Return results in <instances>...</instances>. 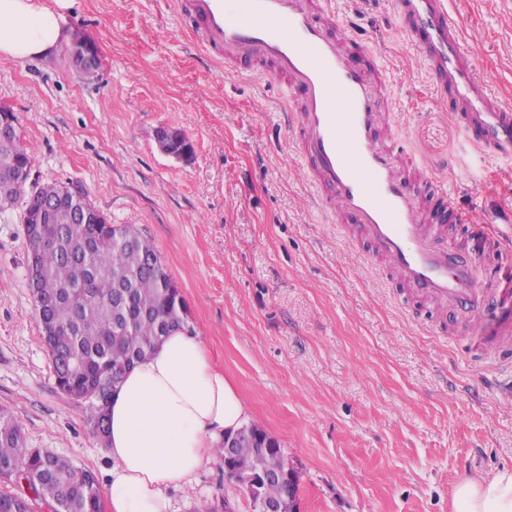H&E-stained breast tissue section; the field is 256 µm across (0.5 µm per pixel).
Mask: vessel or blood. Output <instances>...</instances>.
Here are the masks:
<instances>
[{
    "instance_id": "b4317fda",
    "label": "vessel or blood",
    "mask_w": 512,
    "mask_h": 512,
    "mask_svg": "<svg viewBox=\"0 0 512 512\" xmlns=\"http://www.w3.org/2000/svg\"><path fill=\"white\" fill-rule=\"evenodd\" d=\"M201 45L226 66L260 73L279 87L283 122L322 205L362 228L370 255L383 258L413 293L467 316L474 334H512V282L486 267L479 251L439 247V227L467 223L447 189L427 185L422 202L400 158L403 142L385 125L387 85L376 54L360 37L337 36L325 0H174ZM400 28L428 64L433 84L467 134L512 158V106L475 72L447 0H395ZM500 278L487 293L477 276Z\"/></svg>"
}]
</instances>
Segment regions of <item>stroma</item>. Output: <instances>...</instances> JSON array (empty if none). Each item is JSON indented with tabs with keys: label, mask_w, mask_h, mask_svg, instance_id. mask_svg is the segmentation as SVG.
<instances>
[{
	"label": "stroma",
	"mask_w": 512,
	"mask_h": 512,
	"mask_svg": "<svg viewBox=\"0 0 512 512\" xmlns=\"http://www.w3.org/2000/svg\"><path fill=\"white\" fill-rule=\"evenodd\" d=\"M337 33L356 22L388 81L386 122L470 224L443 244L472 246V224L512 235V161L472 142L402 31L394 0H330ZM469 58L512 105V0H449ZM71 32L98 48L88 75L65 51L0 56V106L31 155L30 178L80 186L113 224L152 240L188 324L235 383L249 421L275 438L299 477L305 512H452L451 491L512 466V351L414 296L360 230L321 206L268 77L196 46L171 0H72ZM192 152L163 154L159 129ZM19 212L0 216V411L23 445L91 471L109 460L53 375L27 287ZM232 488L214 460L171 512Z\"/></svg>",
	"instance_id": "35a3bbf8"
}]
</instances>
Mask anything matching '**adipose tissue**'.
Returning <instances> with one entry per match:
<instances>
[{"mask_svg": "<svg viewBox=\"0 0 512 512\" xmlns=\"http://www.w3.org/2000/svg\"><path fill=\"white\" fill-rule=\"evenodd\" d=\"M71 0H0V55L34 60L69 38ZM108 512H170L222 435L248 422L237 389L203 343L177 330L115 385L107 405ZM453 512H512V467L456 484Z\"/></svg>", "mask_w": 512, "mask_h": 512, "instance_id": "obj_1", "label": "adipose tissue"}]
</instances>
